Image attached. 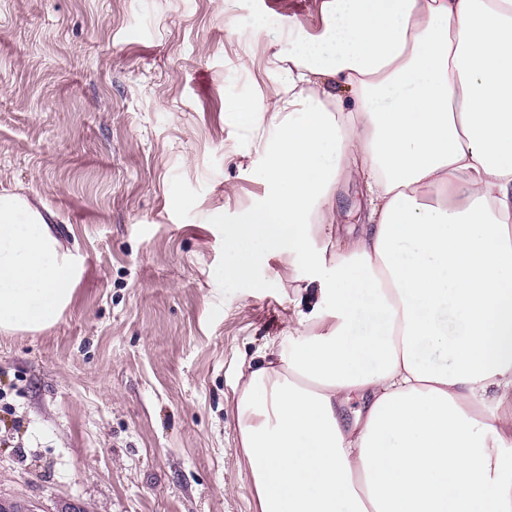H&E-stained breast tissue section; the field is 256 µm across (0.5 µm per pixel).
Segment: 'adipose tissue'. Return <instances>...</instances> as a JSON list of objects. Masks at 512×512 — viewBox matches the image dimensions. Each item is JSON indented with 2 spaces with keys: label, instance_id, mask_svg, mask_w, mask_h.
Returning <instances> with one entry per match:
<instances>
[{
  "label": "adipose tissue",
  "instance_id": "adipose-tissue-1",
  "mask_svg": "<svg viewBox=\"0 0 512 512\" xmlns=\"http://www.w3.org/2000/svg\"><path fill=\"white\" fill-rule=\"evenodd\" d=\"M319 14V33L271 41L275 79L241 108L246 125L288 121L267 197L225 242L231 270L322 267L313 229L334 224L343 181L366 185L371 224L336 245L331 310L297 313L287 348L266 342L277 360L245 377L259 512H512V0H321ZM74 282L38 207L0 194V332L54 324ZM427 342L448 367L423 363Z\"/></svg>",
  "mask_w": 512,
  "mask_h": 512
}]
</instances>
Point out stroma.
<instances>
[{
  "label": "stroma",
  "instance_id": "35a3bbf8",
  "mask_svg": "<svg viewBox=\"0 0 512 512\" xmlns=\"http://www.w3.org/2000/svg\"><path fill=\"white\" fill-rule=\"evenodd\" d=\"M261 12L320 31L318 0H0V193L42 201L79 260L52 327L0 332V500L258 512L240 372L336 278L228 272L276 146L235 112L270 82ZM331 206L325 233L363 232L361 187Z\"/></svg>",
  "mask_w": 512,
  "mask_h": 512
}]
</instances>
